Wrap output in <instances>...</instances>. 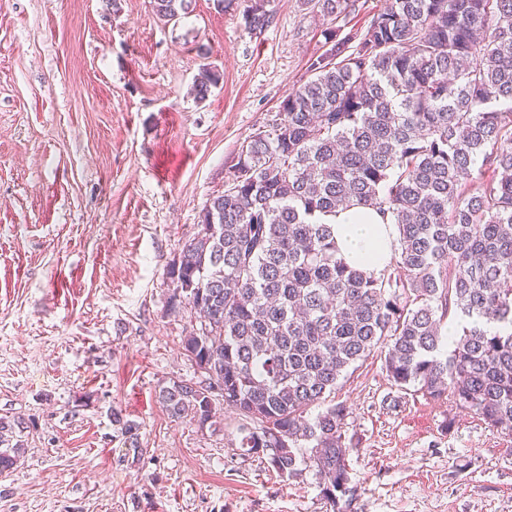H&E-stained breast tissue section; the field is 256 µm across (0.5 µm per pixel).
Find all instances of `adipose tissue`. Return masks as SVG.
Wrapping results in <instances>:
<instances>
[{
    "mask_svg": "<svg viewBox=\"0 0 512 512\" xmlns=\"http://www.w3.org/2000/svg\"><path fill=\"white\" fill-rule=\"evenodd\" d=\"M336 245L340 257L349 264L382 270L391 257L396 237L393 224L372 209L350 208L337 213Z\"/></svg>",
    "mask_w": 512,
    "mask_h": 512,
    "instance_id": "obj_1",
    "label": "adipose tissue"
}]
</instances>
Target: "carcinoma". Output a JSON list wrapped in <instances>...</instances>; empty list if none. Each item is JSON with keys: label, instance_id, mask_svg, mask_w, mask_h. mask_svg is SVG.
I'll list each match as a JSON object with an SVG mask.
<instances>
[{"label": "carcinoma", "instance_id": "1", "mask_svg": "<svg viewBox=\"0 0 512 512\" xmlns=\"http://www.w3.org/2000/svg\"><path fill=\"white\" fill-rule=\"evenodd\" d=\"M194 0H152L178 23ZM336 20L351 0H302ZM267 26L261 0L244 16ZM310 61L312 77L250 136L224 193L173 259L170 311L200 328L183 347L201 374L160 391L171 417L235 414L247 454L282 479L314 472L334 512L350 505L346 404L311 409L384 349L388 378L512 435V0H389L369 26ZM220 73L202 69L203 100ZM389 217L380 273L337 257L325 217ZM468 319L446 348L448 315ZM122 424L128 450L137 428Z\"/></svg>", "mask_w": 512, "mask_h": 512}]
</instances>
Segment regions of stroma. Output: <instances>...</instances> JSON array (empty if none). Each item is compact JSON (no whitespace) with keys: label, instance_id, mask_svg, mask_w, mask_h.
<instances>
[{"label":"stroma","instance_id":"1","mask_svg":"<svg viewBox=\"0 0 512 512\" xmlns=\"http://www.w3.org/2000/svg\"><path fill=\"white\" fill-rule=\"evenodd\" d=\"M178 24L150 0H0V512H330L313 472L245 454L234 417H171L196 313L168 270L238 153L307 82L321 22L300 0ZM221 80L191 88L203 66ZM381 356L341 381L351 512H512V437L396 387ZM137 427L126 453L120 422Z\"/></svg>","mask_w":512,"mask_h":512}]
</instances>
